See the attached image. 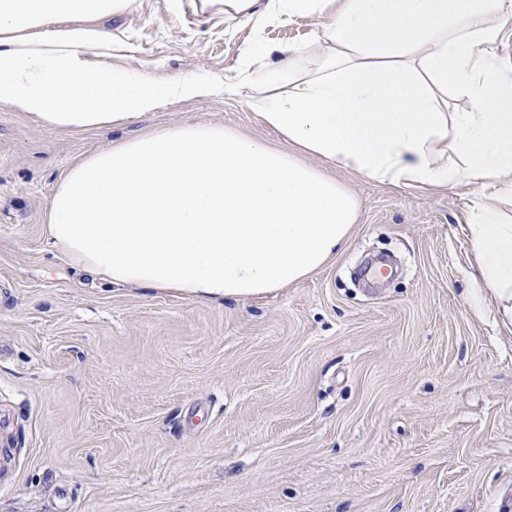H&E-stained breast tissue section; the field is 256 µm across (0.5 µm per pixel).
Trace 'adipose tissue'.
Returning a JSON list of instances; mask_svg holds the SVG:
<instances>
[{"instance_id": "adipose-tissue-1", "label": "adipose tissue", "mask_w": 512, "mask_h": 512, "mask_svg": "<svg viewBox=\"0 0 512 512\" xmlns=\"http://www.w3.org/2000/svg\"><path fill=\"white\" fill-rule=\"evenodd\" d=\"M226 19L316 16L288 79L247 73L271 144L214 123L144 131L85 156L57 184L49 251L119 287L196 299L267 295L318 270L361 204L341 170L390 186L475 188L467 299L512 329V0H201ZM127 0H0V107L44 127L96 131L162 104L221 93L112 65L103 19ZM470 102L449 112L448 96Z\"/></svg>"}]
</instances>
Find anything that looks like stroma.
Masks as SVG:
<instances>
[{
  "label": "stroma",
  "instance_id": "1",
  "mask_svg": "<svg viewBox=\"0 0 512 512\" xmlns=\"http://www.w3.org/2000/svg\"><path fill=\"white\" fill-rule=\"evenodd\" d=\"M320 18L231 24L129 0L112 63L236 94L55 131L0 109V512H502L512 500V333L475 314L473 189L336 172L346 244L260 299L110 286L45 246L54 188L141 130L215 123L273 142L240 50L302 46Z\"/></svg>",
  "mask_w": 512,
  "mask_h": 512
}]
</instances>
